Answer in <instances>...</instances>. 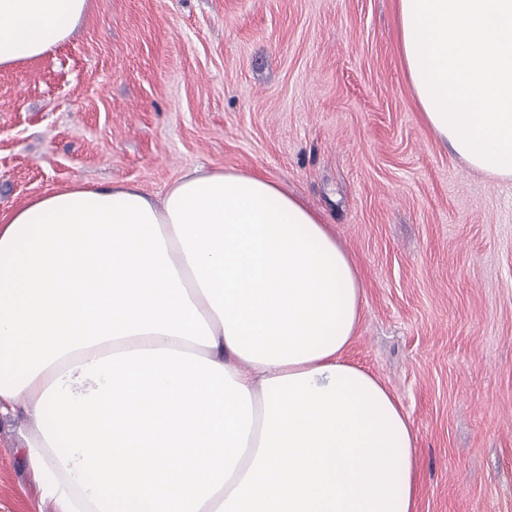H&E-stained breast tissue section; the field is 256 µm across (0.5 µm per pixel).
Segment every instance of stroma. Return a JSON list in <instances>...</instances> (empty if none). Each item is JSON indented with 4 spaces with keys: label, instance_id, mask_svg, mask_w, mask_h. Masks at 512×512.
Returning a JSON list of instances; mask_svg holds the SVG:
<instances>
[{
    "label": "stroma",
    "instance_id": "stroma-1",
    "mask_svg": "<svg viewBox=\"0 0 512 512\" xmlns=\"http://www.w3.org/2000/svg\"><path fill=\"white\" fill-rule=\"evenodd\" d=\"M68 41L0 67V213L73 181L153 196L257 170L353 256L349 359L417 436L418 512H512V180L424 123L398 0H90ZM0 421V512H52Z\"/></svg>",
    "mask_w": 512,
    "mask_h": 512
}]
</instances>
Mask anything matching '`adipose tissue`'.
Listing matches in <instances>:
<instances>
[{
  "instance_id": "obj_1",
  "label": "adipose tissue",
  "mask_w": 512,
  "mask_h": 512,
  "mask_svg": "<svg viewBox=\"0 0 512 512\" xmlns=\"http://www.w3.org/2000/svg\"><path fill=\"white\" fill-rule=\"evenodd\" d=\"M88 0H0V67ZM421 115L512 179V0H399ZM363 282L322 218L254 171L161 197L73 181L0 216V417L55 512H416V436L347 352Z\"/></svg>"
}]
</instances>
